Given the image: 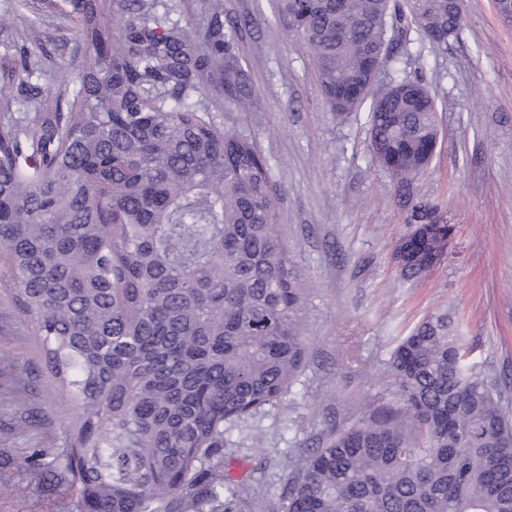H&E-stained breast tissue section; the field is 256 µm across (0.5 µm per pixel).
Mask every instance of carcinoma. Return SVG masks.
<instances>
[{
	"instance_id": "carcinoma-1",
	"label": "carcinoma",
	"mask_w": 512,
	"mask_h": 512,
	"mask_svg": "<svg viewBox=\"0 0 512 512\" xmlns=\"http://www.w3.org/2000/svg\"><path fill=\"white\" fill-rule=\"evenodd\" d=\"M74 73L50 112L28 47L1 40L0 288L77 408L70 448L24 464L76 512H243L224 427L289 393L308 360L304 279L278 233L268 157L215 113L243 104L237 19L206 0H65ZM329 110L368 106L373 161L401 181L437 146L420 77L374 94L404 17L438 48L448 0H277ZM397 401L302 450L272 512H512V423L451 316L390 359Z\"/></svg>"
}]
</instances>
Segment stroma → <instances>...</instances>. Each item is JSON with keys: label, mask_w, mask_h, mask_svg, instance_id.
I'll list each match as a JSON object with an SVG mask.
<instances>
[{"label": "stroma", "mask_w": 512, "mask_h": 512, "mask_svg": "<svg viewBox=\"0 0 512 512\" xmlns=\"http://www.w3.org/2000/svg\"><path fill=\"white\" fill-rule=\"evenodd\" d=\"M63 0H28L24 15L0 0L4 35L24 40L52 106L69 75L47 50L68 37ZM245 20L237 52L247 73V111L217 113L261 145L283 199L278 227L307 294L301 327L308 361L280 403L239 421L224 437L231 470L247 477L244 512H267L302 448L324 446L364 408L395 400L392 351L427 316L448 313L475 350L512 417V24L495 0H463L457 34L432 47L415 29L397 37L380 84L422 77L437 102L439 136L427 169L406 183L372 163L363 117L328 111L312 59L277 13L276 0H224ZM37 27H29V20ZM455 231L442 259L403 278L395 260L416 207ZM25 316L0 295V512H71L73 488L43 490L21 461L33 448L62 455L75 413L48 374ZM34 366L20 377L21 364Z\"/></svg>", "instance_id": "stroma-1"}]
</instances>
